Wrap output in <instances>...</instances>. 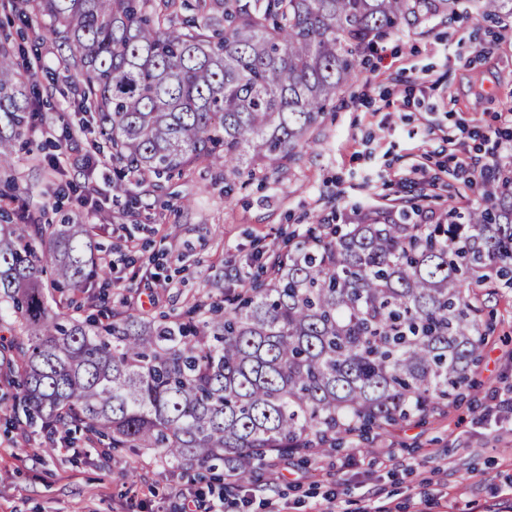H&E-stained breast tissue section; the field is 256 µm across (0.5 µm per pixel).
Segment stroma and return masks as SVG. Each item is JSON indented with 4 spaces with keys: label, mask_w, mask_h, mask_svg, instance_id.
<instances>
[{
    "label": "stroma",
    "mask_w": 512,
    "mask_h": 512,
    "mask_svg": "<svg viewBox=\"0 0 512 512\" xmlns=\"http://www.w3.org/2000/svg\"><path fill=\"white\" fill-rule=\"evenodd\" d=\"M20 72H33L35 108L51 128L32 131L13 183L0 196L24 199L43 223L94 224L112 281L90 291L108 307L179 314L199 301L232 294L271 251L312 224H346L366 208L412 198L422 178L439 184L424 203L442 215L448 198L479 197L454 172V157L485 161L512 126V16L482 18L474 0L459 14L402 25L366 57L357 80L337 94L312 130L301 159L248 182L225 183L224 169L199 164L130 196L111 195L112 156L86 159L99 133L77 132L75 71L65 69L39 21L22 29ZM58 168L48 157L68 129ZM104 190L102 207L85 212L59 198L62 185ZM490 327L472 386L443 413L370 430L307 456L258 466L253 480L215 483L145 450L82 445L49 452L40 433L15 421L14 384L0 380V512H180L186 491L222 499L223 512H512V290L486 296Z\"/></svg>",
    "instance_id": "35a3bbf8"
}]
</instances>
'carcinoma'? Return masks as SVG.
<instances>
[{
  "mask_svg": "<svg viewBox=\"0 0 512 512\" xmlns=\"http://www.w3.org/2000/svg\"><path fill=\"white\" fill-rule=\"evenodd\" d=\"M78 70L79 104L112 148V191L195 163L252 176L311 147L327 105L375 44L458 0H25ZM512 15V0H480ZM0 40V173L34 117V84ZM487 204L417 224L418 200L318 224L224 303L126 314L86 294L88 224H0V332L15 410L50 446L139 448L246 481L277 452L425 417L469 386L487 336L483 297L512 289V170ZM59 292L54 297L46 285ZM75 305L92 314L70 319Z\"/></svg>",
  "mask_w": 512,
  "mask_h": 512,
  "instance_id": "cac0c4a2",
  "label": "carcinoma"
}]
</instances>
